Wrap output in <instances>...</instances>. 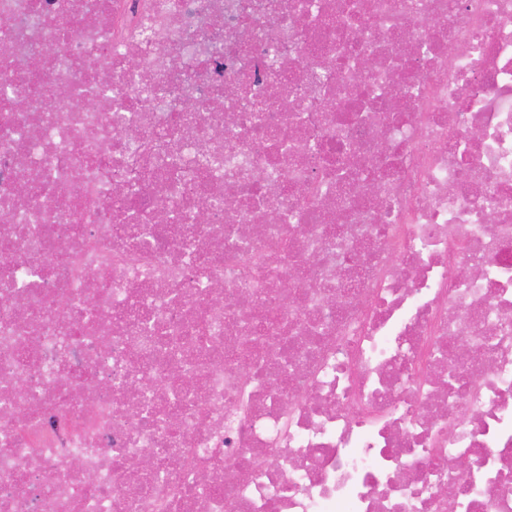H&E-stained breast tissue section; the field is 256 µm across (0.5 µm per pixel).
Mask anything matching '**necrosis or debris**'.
I'll return each instance as SVG.
<instances>
[{
	"mask_svg": "<svg viewBox=\"0 0 512 512\" xmlns=\"http://www.w3.org/2000/svg\"><path fill=\"white\" fill-rule=\"evenodd\" d=\"M0 18V512H512V0Z\"/></svg>",
	"mask_w": 512,
	"mask_h": 512,
	"instance_id": "1",
	"label": "necrosis or debris"
}]
</instances>
